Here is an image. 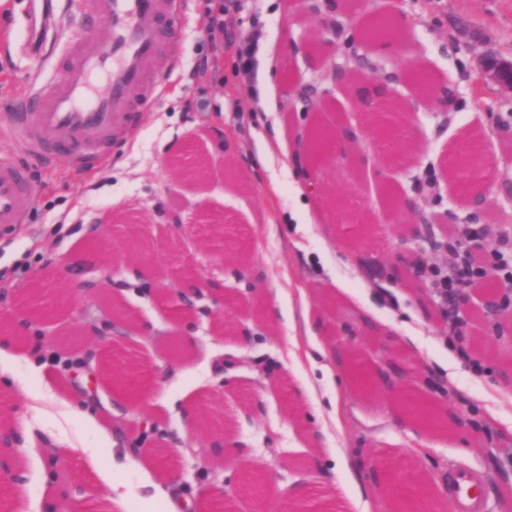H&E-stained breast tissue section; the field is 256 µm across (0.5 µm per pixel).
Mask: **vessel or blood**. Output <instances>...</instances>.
Wrapping results in <instances>:
<instances>
[{
  "label": "vessel or blood",
  "instance_id": "obj_1",
  "mask_svg": "<svg viewBox=\"0 0 512 512\" xmlns=\"http://www.w3.org/2000/svg\"><path fill=\"white\" fill-rule=\"evenodd\" d=\"M186 0H69L55 15L50 0L29 6L26 91L7 119L33 155L53 164L90 167L110 153L156 82V63L174 54V33ZM64 89H57V75ZM28 168L0 153V231L14 229L34 202ZM456 512H488L478 475L448 474Z\"/></svg>",
  "mask_w": 512,
  "mask_h": 512
}]
</instances>
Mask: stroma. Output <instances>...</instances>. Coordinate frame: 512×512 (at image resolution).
Returning a JSON list of instances; mask_svg holds the SVG:
<instances>
[{
    "label": "stroma",
    "mask_w": 512,
    "mask_h": 512,
    "mask_svg": "<svg viewBox=\"0 0 512 512\" xmlns=\"http://www.w3.org/2000/svg\"><path fill=\"white\" fill-rule=\"evenodd\" d=\"M222 0H188L178 29V61L159 60L164 86L140 123L96 170L65 163L31 164L35 187L26 223L0 234V316H11L21 289L36 277L61 273L84 253L95 228L104 245L97 261L105 286L129 313L113 322L97 292L71 280L72 301L58 303L36 324L44 348L58 357L43 374L12 358L0 333V368L15 378L0 394V415L34 433L5 449L24 476L31 512H108L113 480L137 487L136 467L116 470L109 451L114 430L136 449H173L178 489L200 501L207 486H225L232 512H283L300 486L312 490L309 512L338 508L322 488L344 479L369 512H455L448 470L462 466L484 481L489 512H512V317L465 315L462 331L472 356L458 359L448 344V320L430 285L446 267L435 240L470 224L489 228L482 251L512 235V89L480 77L484 56L512 58V0H326L321 15L307 0H240L224 30H208L206 15ZM398 20L399 36L377 48L353 32L380 14ZM22 0H0V114L23 94ZM255 39L251 72L238 68L237 45ZM345 61L356 81L334 89L324 73ZM276 69L286 96L264 111L260 85ZM428 73L450 87L449 104L426 101L413 78ZM314 83L333 90L319 112L295 95ZM396 92L408 104L397 136L377 141L369 158L345 150L307 169L322 193L326 223L292 220L299 207L295 173L281 163L283 148L307 146L315 128L341 125L361 109V89ZM484 188L469 201L467 180ZM396 197L416 200L419 215L394 208ZM205 208L223 217L228 241L217 251L191 226L173 229L170 207ZM422 223L429 268L406 282L413 257L399 239ZM200 266L204 296L197 330L184 337L181 320L154 299L150 273L166 277L172 253ZM317 325V335L303 328ZM224 333H213L215 323ZM418 367L405 393L362 390L347 367L333 377L321 369L319 344L361 348L402 344ZM110 350H102L103 342ZM92 360L98 370L95 419L65 420L84 397L75 372ZM46 391L44 401L29 398ZM432 409L447 406L464 420L447 434L429 431L406 412L403 394ZM230 424L235 444L212 451L211 419ZM274 476L267 493L238 483L241 474Z\"/></svg>",
    "instance_id": "obj_1"
}]
</instances>
